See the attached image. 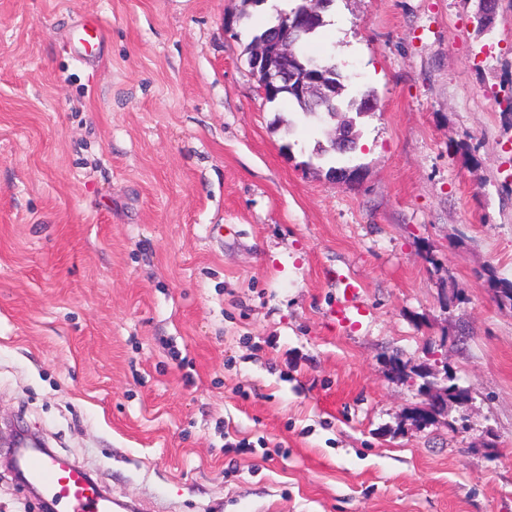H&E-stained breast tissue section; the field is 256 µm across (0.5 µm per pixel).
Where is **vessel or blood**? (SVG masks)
<instances>
[{
    "mask_svg": "<svg viewBox=\"0 0 512 512\" xmlns=\"http://www.w3.org/2000/svg\"><path fill=\"white\" fill-rule=\"evenodd\" d=\"M97 23L84 24L75 51L80 59L94 57L100 43ZM18 460L40 492L52 503L55 512H110V501L88 474L74 465H66L52 456L23 449Z\"/></svg>",
    "mask_w": 512,
    "mask_h": 512,
    "instance_id": "vessel-or-blood-1",
    "label": "vessel or blood"
}]
</instances>
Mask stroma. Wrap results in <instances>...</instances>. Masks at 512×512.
<instances>
[{
    "instance_id": "35a3bbf8",
    "label": "stroma",
    "mask_w": 512,
    "mask_h": 512,
    "mask_svg": "<svg viewBox=\"0 0 512 512\" xmlns=\"http://www.w3.org/2000/svg\"><path fill=\"white\" fill-rule=\"evenodd\" d=\"M334 5L314 48L375 105L320 158L336 120L257 89L262 8L0 0V437L124 512H512V0ZM395 357L471 401L419 428ZM101 31L96 22L89 21L79 32L75 51L82 60L94 57L100 43Z\"/></svg>"
}]
</instances>
